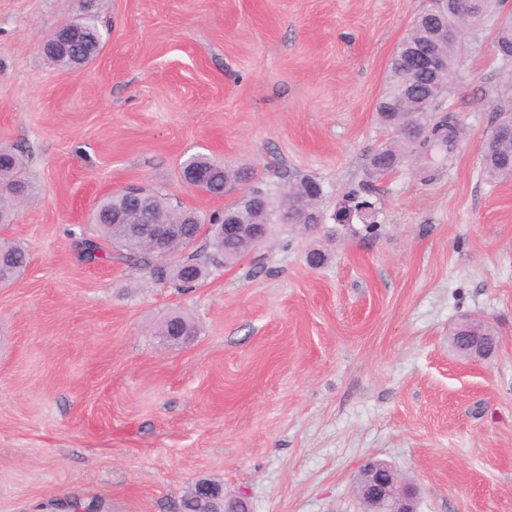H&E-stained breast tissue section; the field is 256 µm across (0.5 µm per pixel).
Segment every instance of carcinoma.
<instances>
[{"label":"carcinoma","instance_id":"1","mask_svg":"<svg viewBox=\"0 0 512 512\" xmlns=\"http://www.w3.org/2000/svg\"><path fill=\"white\" fill-rule=\"evenodd\" d=\"M504 0H471L470 10L465 18V26L478 27L492 17H498ZM69 26L81 29L84 35L86 52L65 58L54 57L52 61L58 66L76 71L87 66L99 54L104 41L99 28L98 17L87 15L74 21L67 22ZM495 51L499 56L512 57V27L499 24L496 30ZM406 66L401 61L392 60L388 67V86L384 95L376 105V116L385 126L397 129L405 119V112H416L423 108L431 109L445 84L431 76L425 77L415 86L406 104L392 107V102L400 92L406 80ZM488 141L493 146L485 149L481 155L482 171L487 180L495 182L500 179L512 178V139H497L496 131H491ZM398 146L387 147L384 152H374L369 156L368 168L375 177H381L393 171L402 159L401 149L417 148L426 140L407 141L397 137ZM246 172L244 167H229L224 162L212 159L203 154H192L179 165L180 177L191 175L200 180L199 188L213 196L224 195V178H238ZM280 179L287 184L285 195H307L316 180L293 172L284 171ZM32 185L25 175V160L23 154L12 148L0 147V226L13 223L20 208V202L29 199ZM151 208L148 220L155 224H176L183 230L186 237H208L212 252L200 257L197 254L187 256L181 251L187 248L185 241L175 239L170 243L169 252L177 261L164 265L159 261L154 242L150 238L149 229L134 232L130 225H143L140 212L134 207L135 197L128 193L111 194L101 199L94 210L93 222L96 224L99 236L112 243L121 252V257L148 269L159 280H169L179 289H189L208 275L209 266L222 262L231 264L244 257L254 249L249 238H228L224 236V214L215 213L209 216L191 209L169 195L139 189ZM347 209L359 212L368 210L372 221L363 224L362 231L367 236H373L378 230L374 221V204L362 198L360 191H349L341 201ZM88 261L110 259L112 255L97 253L100 244L90 238L81 237L77 241ZM27 258L24 249L16 242L0 238V286L14 283L24 270ZM464 334L472 337L477 348L484 354H489L496 347L493 328L479 320H467L461 324ZM196 334V324L180 312H173L165 318L155 331L161 341L169 345H178L193 339ZM202 484L213 489L212 497L199 502L194 499V491H189L181 499V503L197 509V512H218L223 508V485L209 478L200 479Z\"/></svg>","mask_w":512,"mask_h":512}]
</instances>
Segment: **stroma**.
<instances>
[{
  "label": "stroma",
  "instance_id": "obj_1",
  "mask_svg": "<svg viewBox=\"0 0 512 512\" xmlns=\"http://www.w3.org/2000/svg\"><path fill=\"white\" fill-rule=\"evenodd\" d=\"M432 0H0V147L34 190L0 238L28 263L0 287V512H176L200 478L252 512H358L371 459L417 489L418 512H512V179L488 185L481 144L512 61L495 23L464 28L457 80L433 120L451 147L372 177L390 145L375 107L390 59ZM98 16L82 72L40 40ZM349 189L380 231L272 228L237 263L180 290L125 260L84 263L98 201L130 186L204 214L184 156ZM330 255L307 265V249ZM180 311L198 333L161 345ZM479 318L497 347L471 361L450 331Z\"/></svg>",
  "mask_w": 512,
  "mask_h": 512
}]
</instances>
